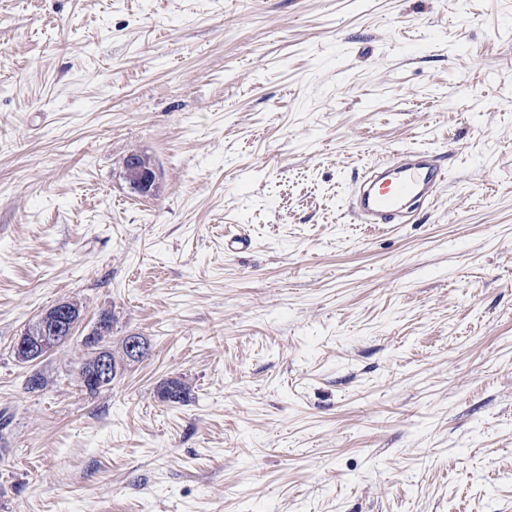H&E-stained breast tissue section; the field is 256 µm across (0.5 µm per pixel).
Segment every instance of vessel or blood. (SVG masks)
<instances>
[{
    "mask_svg": "<svg viewBox=\"0 0 512 512\" xmlns=\"http://www.w3.org/2000/svg\"><path fill=\"white\" fill-rule=\"evenodd\" d=\"M446 180L438 156L429 150L394 154L381 172L365 171L352 191L349 207L365 224H390L411 202L434 196Z\"/></svg>",
    "mask_w": 512,
    "mask_h": 512,
    "instance_id": "vessel-or-blood-1",
    "label": "vessel or blood"
}]
</instances>
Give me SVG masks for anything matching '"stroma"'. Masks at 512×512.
Masks as SVG:
<instances>
[{
    "label": "stroma",
    "mask_w": 512,
    "mask_h": 512,
    "mask_svg": "<svg viewBox=\"0 0 512 512\" xmlns=\"http://www.w3.org/2000/svg\"><path fill=\"white\" fill-rule=\"evenodd\" d=\"M412 148L446 185L355 223ZM105 310L149 351L92 397ZM0 412V512H512V0H0ZM125 167L133 179L132 185L140 192H149V188L152 187L158 177L156 169L152 166H148L147 163L139 157H129ZM69 300L60 301L44 310L34 322V329H23L13 344L14 356L33 366L45 356L68 342L78 322L73 318Z\"/></svg>",
    "instance_id": "35a3bbf8"
}]
</instances>
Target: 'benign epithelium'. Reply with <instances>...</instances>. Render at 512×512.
<instances>
[{
  "label": "benign epithelium",
  "instance_id": "obj_1",
  "mask_svg": "<svg viewBox=\"0 0 512 512\" xmlns=\"http://www.w3.org/2000/svg\"><path fill=\"white\" fill-rule=\"evenodd\" d=\"M125 167L133 179L132 185L146 193L157 180L155 168L139 157L127 159ZM78 322L73 318V309L68 300L61 301L43 311L34 322V328H24L13 344L14 356L33 366L45 356L68 342L74 335ZM100 325H95L82 338L90 350L95 352L96 364L89 374L91 389L99 391L110 386L115 369L104 355L99 336ZM127 359L130 363L140 361L147 354V340L135 333L126 336Z\"/></svg>",
  "mask_w": 512,
  "mask_h": 512
}]
</instances>
